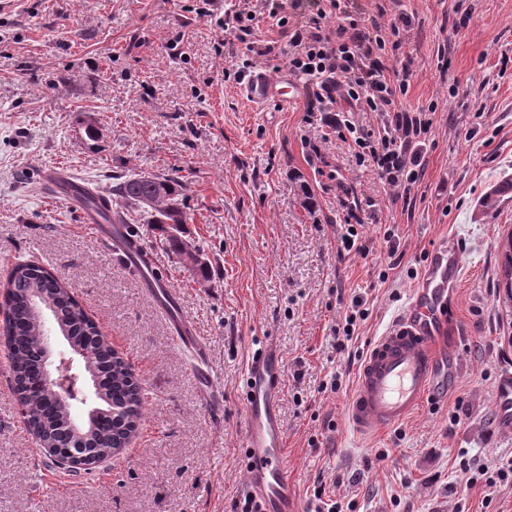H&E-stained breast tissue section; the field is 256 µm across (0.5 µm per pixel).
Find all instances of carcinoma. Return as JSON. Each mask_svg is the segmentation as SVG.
<instances>
[{"label": "carcinoma", "mask_w": 512, "mask_h": 512, "mask_svg": "<svg viewBox=\"0 0 512 512\" xmlns=\"http://www.w3.org/2000/svg\"><path fill=\"white\" fill-rule=\"evenodd\" d=\"M183 184L174 177L156 175L147 180L129 175L112 189V214L126 223L125 212L140 207V198H161V207L148 223L165 234L166 249L184 254L180 234L186 223L180 208ZM39 302L50 310L69 353L81 359L80 374L95 386L94 404L77 427L71 404L58 399L45 386L46 354L40 347L43 322L32 312ZM6 319L3 336L12 353V377L27 428L53 448L56 467L72 473L87 471L112 458L120 439L136 431L144 415L141 382L132 365L115 355L111 343L91 320L74 295L45 267L18 263L3 294Z\"/></svg>", "instance_id": "cac0c4a2"}]
</instances>
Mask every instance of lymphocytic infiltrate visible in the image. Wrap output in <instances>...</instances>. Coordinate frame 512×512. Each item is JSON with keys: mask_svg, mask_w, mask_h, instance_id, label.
I'll return each instance as SVG.
<instances>
[{"mask_svg": "<svg viewBox=\"0 0 512 512\" xmlns=\"http://www.w3.org/2000/svg\"><path fill=\"white\" fill-rule=\"evenodd\" d=\"M341 0H201L198 18L224 34L219 48L230 58L225 80L241 84L259 60L280 52L288 74L301 88L308 121L347 132L357 165L372 168L395 199H409L427 163L434 110L404 107L414 59L391 66V53L406 41L409 20L399 15L382 27L381 15L359 19L341 12ZM341 23L329 27L328 19ZM276 27L279 40L261 37V23ZM376 113L377 128L356 125L351 113L337 112L338 101Z\"/></svg>", "mask_w": 512, "mask_h": 512, "instance_id": "f902f5d3", "label": "lymphocytic infiltrate"}]
</instances>
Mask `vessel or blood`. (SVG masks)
<instances>
[{
  "label": "vessel or blood",
  "instance_id": "obj_1",
  "mask_svg": "<svg viewBox=\"0 0 512 512\" xmlns=\"http://www.w3.org/2000/svg\"><path fill=\"white\" fill-rule=\"evenodd\" d=\"M245 97L253 104L269 98L292 102L297 88L288 78L250 76L243 85ZM48 188L65 199L87 194L64 167L48 171ZM89 230L103 237L114 254L137 275L144 288L170 320L176 339L190 354L206 399L218 406L207 369L206 348L193 334L179 312L177 295L159 273L156 259L130 235L126 226H102L96 213H88ZM460 251L436 246L407 304L388 330L369 348L358 372L348 402L347 417L356 433L374 434L401 423L427 401L443 398L457 375L455 352L445 342L448 300L454 294L462 270ZM283 365L273 350L253 356L246 371L245 408L249 425L246 445L248 465L246 487L259 504V512H299L292 495V475L283 461L282 434L278 418Z\"/></svg>",
  "mask_w": 512,
  "mask_h": 512
}]
</instances>
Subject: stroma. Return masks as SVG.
<instances>
[{
	"instance_id": "35a3bbf8",
	"label": "stroma",
	"mask_w": 512,
	"mask_h": 512,
	"mask_svg": "<svg viewBox=\"0 0 512 512\" xmlns=\"http://www.w3.org/2000/svg\"><path fill=\"white\" fill-rule=\"evenodd\" d=\"M357 3L368 14L385 6L390 21L411 17L404 104L436 108L427 168L406 203L390 202L336 133L320 139L303 100L257 107L225 82L222 34L197 19L194 0H21L0 11V284L22 257L50 269L146 393L130 446L70 474L25 430L0 344V512H232L245 493V374L264 346L283 362L284 457L303 512L334 502L341 512H512V482L470 486L459 470L512 456L494 404L512 361V193L482 207L512 181V0ZM179 31L175 56L167 42ZM90 123L99 139L86 136ZM54 166L106 196L141 171L185 183L184 239L207 277L163 250L142 214L127 219L209 347L221 415L136 276L86 229L81 205L41 192ZM335 171L366 206L368 255L337 252ZM447 239L465 258L448 310L461 373L442 401L360 436L346 412L357 370ZM355 298L368 316L341 352L333 330Z\"/></svg>"
}]
</instances>
